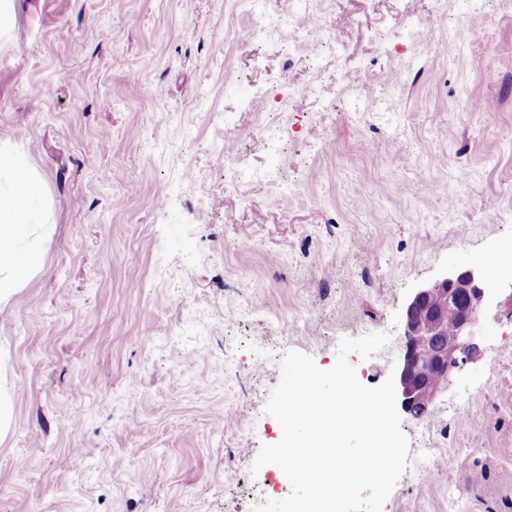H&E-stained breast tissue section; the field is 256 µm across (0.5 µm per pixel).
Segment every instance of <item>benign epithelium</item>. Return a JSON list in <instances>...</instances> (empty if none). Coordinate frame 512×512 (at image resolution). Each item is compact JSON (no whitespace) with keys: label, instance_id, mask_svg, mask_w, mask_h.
<instances>
[{"label":"benign epithelium","instance_id":"obj_1","mask_svg":"<svg viewBox=\"0 0 512 512\" xmlns=\"http://www.w3.org/2000/svg\"><path fill=\"white\" fill-rule=\"evenodd\" d=\"M483 298L479 269L446 273L414 293L405 309L406 349L397 383L405 411L427 413L437 392L448 383L457 353L472 349Z\"/></svg>","mask_w":512,"mask_h":512}]
</instances>
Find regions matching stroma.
Masks as SVG:
<instances>
[{
	"instance_id": "35a3bbf8",
	"label": "stroma",
	"mask_w": 512,
	"mask_h": 512,
	"mask_svg": "<svg viewBox=\"0 0 512 512\" xmlns=\"http://www.w3.org/2000/svg\"><path fill=\"white\" fill-rule=\"evenodd\" d=\"M468 16L489 19L478 40L457 30ZM318 24L326 42L285 57ZM428 38L438 49L391 85ZM277 93L283 111L263 112ZM193 97L203 109L185 111ZM0 143L48 209L39 266L0 304V512L286 497L280 468H252L281 436L265 405L284 354L327 370L341 338L388 333L348 356L378 386L415 289L491 253L476 353L426 416L400 415L408 459L435 441V475L380 512H512V0H263L258 16L235 0H15ZM230 144L253 174L234 190Z\"/></svg>"
}]
</instances>
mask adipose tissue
<instances>
[{
	"mask_svg": "<svg viewBox=\"0 0 512 512\" xmlns=\"http://www.w3.org/2000/svg\"><path fill=\"white\" fill-rule=\"evenodd\" d=\"M42 186L25 158L0 144V304L15 294L40 257Z\"/></svg>",
	"mask_w": 512,
	"mask_h": 512,
	"instance_id": "1",
	"label": "adipose tissue"
}]
</instances>
